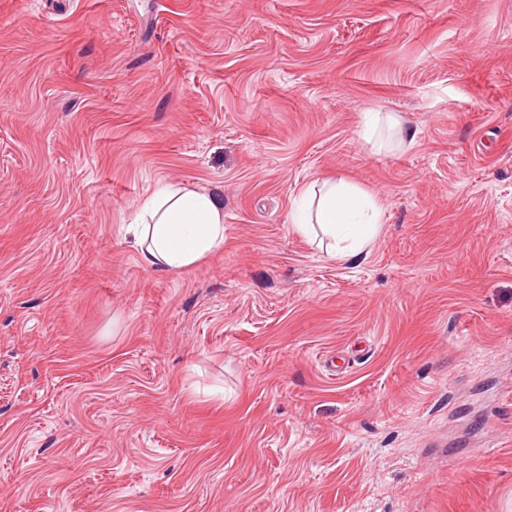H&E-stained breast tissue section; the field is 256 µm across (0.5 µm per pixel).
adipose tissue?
I'll list each match as a JSON object with an SVG mask.
<instances>
[{
  "mask_svg": "<svg viewBox=\"0 0 512 512\" xmlns=\"http://www.w3.org/2000/svg\"><path fill=\"white\" fill-rule=\"evenodd\" d=\"M363 138L372 150L409 143V133L390 113H367ZM382 211L373 197L354 186L322 182L309 208L294 221L298 233L321 231L336 258L368 248ZM128 230L146 266L176 272L198 264L224 244V209L212 195L170 185L146 197Z\"/></svg>",
  "mask_w": 512,
  "mask_h": 512,
  "instance_id": "1",
  "label": "adipose tissue"
}]
</instances>
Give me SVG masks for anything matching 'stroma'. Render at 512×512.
<instances>
[{"mask_svg":"<svg viewBox=\"0 0 512 512\" xmlns=\"http://www.w3.org/2000/svg\"><path fill=\"white\" fill-rule=\"evenodd\" d=\"M161 183L224 206L180 272ZM0 512H512V0H0ZM390 132L384 136L382 130ZM363 138L374 151H383L403 147L413 141L409 132L403 129L399 119L393 113L369 112L365 117ZM307 193L312 196L311 204L294 221L298 233L310 235L318 227L332 240L328 249L340 260L371 245L382 217L373 197L357 187L330 181H323L318 190L312 186ZM142 262L176 272L224 245V209L212 195L169 185L146 197L128 224Z\"/></svg>","mask_w":512,"mask_h":512,"instance_id":"1","label":"stroma"}]
</instances>
